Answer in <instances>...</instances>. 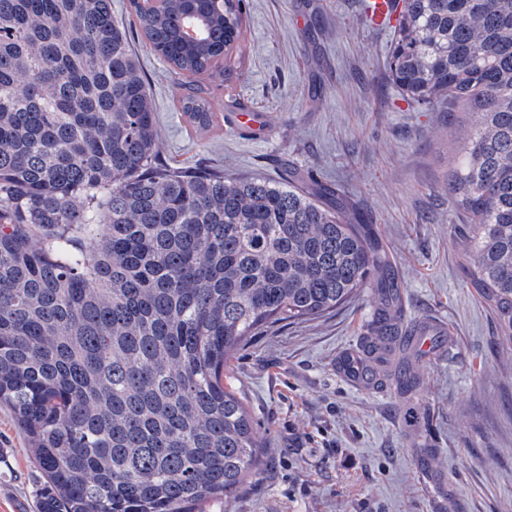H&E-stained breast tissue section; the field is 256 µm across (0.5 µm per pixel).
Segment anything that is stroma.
<instances>
[{"label": "stroma", "mask_w": 512, "mask_h": 512, "mask_svg": "<svg viewBox=\"0 0 512 512\" xmlns=\"http://www.w3.org/2000/svg\"><path fill=\"white\" fill-rule=\"evenodd\" d=\"M245 4L227 90L173 74L146 48L130 0H112L148 82L162 159L275 181L293 170L339 189L374 226L405 329L423 320L440 329L420 362L423 382L407 393L400 352L363 355L373 289L253 336L230 374L254 421L259 470L206 512H512V350L463 272L453 227L465 218L448 204L474 116L449 99L402 100L388 68L394 33L365 22L363 0ZM190 94L218 116L209 133L192 131L181 110ZM241 112L262 114V129L239 128ZM40 481L24 432L0 406V512H35Z\"/></svg>", "instance_id": "35a3bbf8"}]
</instances>
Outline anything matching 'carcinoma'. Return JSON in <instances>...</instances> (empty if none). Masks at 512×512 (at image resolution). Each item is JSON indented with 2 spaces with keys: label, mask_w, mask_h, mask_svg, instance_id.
Masks as SVG:
<instances>
[{
  "label": "carcinoma",
  "mask_w": 512,
  "mask_h": 512,
  "mask_svg": "<svg viewBox=\"0 0 512 512\" xmlns=\"http://www.w3.org/2000/svg\"><path fill=\"white\" fill-rule=\"evenodd\" d=\"M244 0H130L150 51L229 83ZM393 85L479 114L448 203L467 279L512 349V0H390ZM208 132L211 103L180 100ZM146 80L112 0H0V404L43 482L37 512H205L257 471L229 386L261 330L384 290L378 238L339 193L157 162Z\"/></svg>",
  "instance_id": "carcinoma-1"
}]
</instances>
